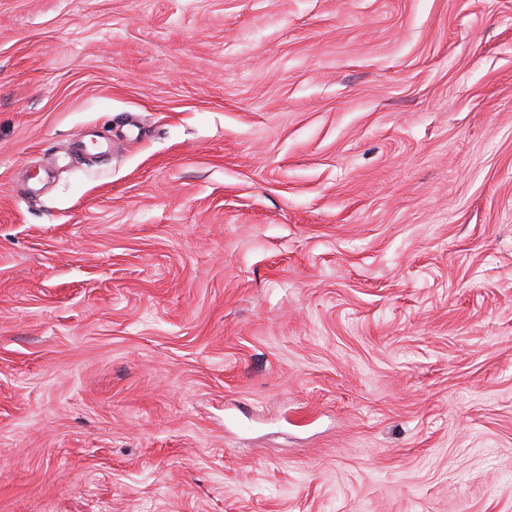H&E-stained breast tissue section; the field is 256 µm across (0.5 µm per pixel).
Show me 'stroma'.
<instances>
[{
	"label": "stroma",
	"mask_w": 512,
	"mask_h": 512,
	"mask_svg": "<svg viewBox=\"0 0 512 512\" xmlns=\"http://www.w3.org/2000/svg\"><path fill=\"white\" fill-rule=\"evenodd\" d=\"M0 512H512V0H0Z\"/></svg>",
	"instance_id": "stroma-1"
}]
</instances>
